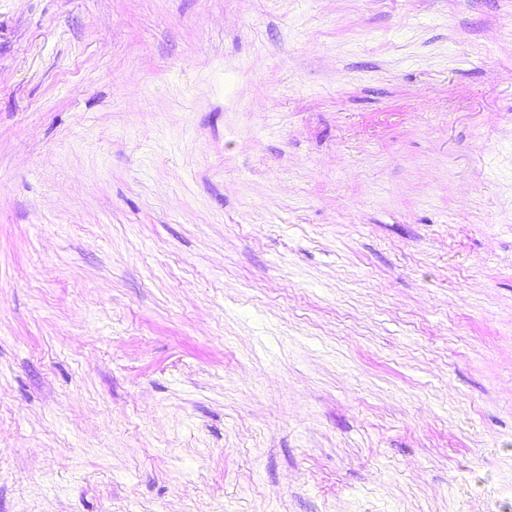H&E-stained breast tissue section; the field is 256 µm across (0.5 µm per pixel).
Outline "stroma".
Masks as SVG:
<instances>
[{
    "instance_id": "stroma-1",
    "label": "stroma",
    "mask_w": 512,
    "mask_h": 512,
    "mask_svg": "<svg viewBox=\"0 0 512 512\" xmlns=\"http://www.w3.org/2000/svg\"><path fill=\"white\" fill-rule=\"evenodd\" d=\"M0 512H512V0H0Z\"/></svg>"
}]
</instances>
